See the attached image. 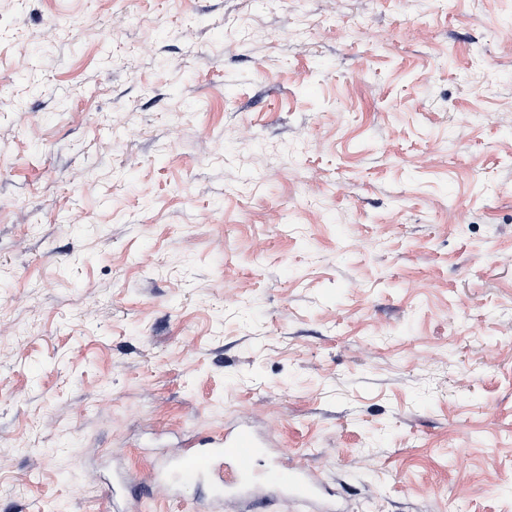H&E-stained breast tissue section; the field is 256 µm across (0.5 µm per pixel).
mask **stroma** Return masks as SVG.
I'll return each instance as SVG.
<instances>
[{"mask_svg": "<svg viewBox=\"0 0 512 512\" xmlns=\"http://www.w3.org/2000/svg\"><path fill=\"white\" fill-rule=\"evenodd\" d=\"M508 29L0 0V512H113L118 470L231 422L339 512H512Z\"/></svg>", "mask_w": 512, "mask_h": 512, "instance_id": "obj_1", "label": "stroma"}]
</instances>
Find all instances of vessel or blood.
Listing matches in <instances>:
<instances>
[{"instance_id": "1", "label": "vessel or blood", "mask_w": 512, "mask_h": 512, "mask_svg": "<svg viewBox=\"0 0 512 512\" xmlns=\"http://www.w3.org/2000/svg\"><path fill=\"white\" fill-rule=\"evenodd\" d=\"M261 447L248 429L234 428L209 440L203 450H188L175 462L180 485L209 481L222 502L271 498L314 504L320 488L308 471L290 462L287 453L261 459Z\"/></svg>"}]
</instances>
